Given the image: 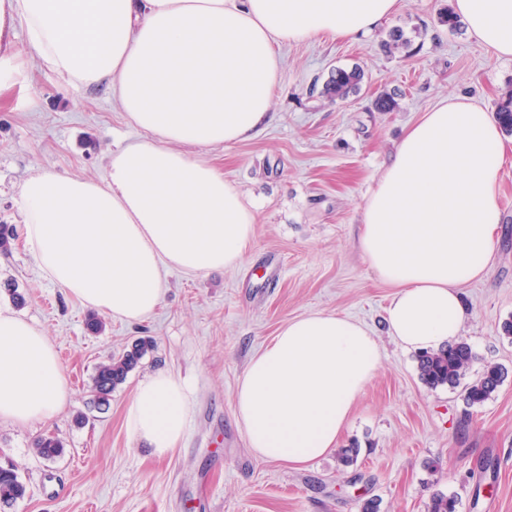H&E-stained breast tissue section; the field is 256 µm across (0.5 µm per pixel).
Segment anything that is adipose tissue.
Listing matches in <instances>:
<instances>
[{
    "mask_svg": "<svg viewBox=\"0 0 512 512\" xmlns=\"http://www.w3.org/2000/svg\"><path fill=\"white\" fill-rule=\"evenodd\" d=\"M397 0H0V86L28 50L61 87L107 85L140 140L113 152L98 180L42 171L20 187L25 237L45 276L85 305L130 322L161 304L165 273L240 266L256 208L189 146L233 143L269 122L280 79L276 45L319 34L366 35ZM471 37L512 58V0H453ZM508 158L495 113L465 97L424 112L361 207L357 246L393 288L385 310L408 350L457 340L461 288L483 278L500 223ZM381 363L375 336L338 314L281 327L250 361L235 415L260 460L299 467L336 449ZM192 392L160 369L127 408L129 434L162 458L182 442ZM44 332L0 306V421L48 424L71 402Z\"/></svg>",
    "mask_w": 512,
    "mask_h": 512,
    "instance_id": "adipose-tissue-1",
    "label": "adipose tissue"
}]
</instances>
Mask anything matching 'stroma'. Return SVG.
<instances>
[{
  "label": "stroma",
  "mask_w": 512,
  "mask_h": 512,
  "mask_svg": "<svg viewBox=\"0 0 512 512\" xmlns=\"http://www.w3.org/2000/svg\"><path fill=\"white\" fill-rule=\"evenodd\" d=\"M452 0H398L388 22L356 41L327 36L283 44L272 119L257 135L219 146L187 147L257 206L254 245L237 268L200 275L170 270L157 310L129 323L68 296L39 271L22 235L19 189L44 170L97 179L112 151L141 139L107 86L62 91L28 52L25 31L14 50L18 72L0 90V224L18 233L0 252V303L7 284L25 302L17 313L55 345L73 400L52 423L21 428L0 421V465L14 466L25 496L0 512H428L433 494L455 496L457 512H512V162L501 173L499 240L489 275L463 287L470 318L462 333L475 355L466 374L499 364L508 375L479 406L463 385L432 388L419 378L415 352L387 331L393 293L363 261L356 239L360 207L392 160L405 130L453 95L495 110L512 86V59L496 57L440 21ZM400 29L405 47L383 46ZM359 67L358 93L330 98L336 68ZM394 94L380 112L374 99ZM350 316L378 341L381 365L357 397L341 447L358 444L356 461L329 453L303 467L264 462L237 424L234 393L251 358L297 317ZM103 323L91 333L90 316ZM139 338L155 342L95 407L89 382L109 355ZM163 368L193 392L186 434L164 458L139 447L125 428L137 384ZM84 424H77V417ZM55 435L62 457L47 461L33 444ZM496 463L495 474L482 472Z\"/></svg>",
  "instance_id": "1"
}]
</instances>
